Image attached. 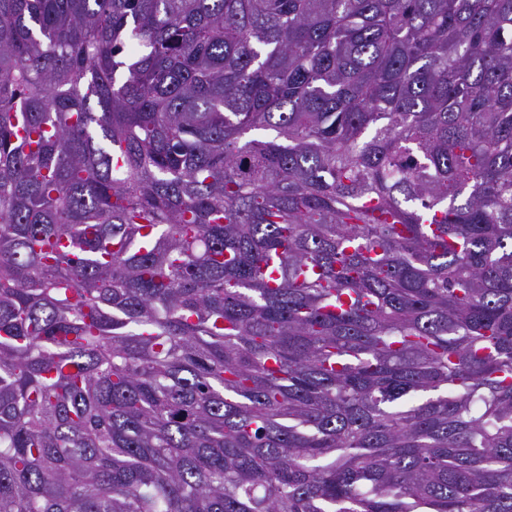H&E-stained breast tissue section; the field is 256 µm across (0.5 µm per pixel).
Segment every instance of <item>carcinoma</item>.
<instances>
[{
  "label": "carcinoma",
  "instance_id": "carcinoma-1",
  "mask_svg": "<svg viewBox=\"0 0 512 512\" xmlns=\"http://www.w3.org/2000/svg\"><path fill=\"white\" fill-rule=\"evenodd\" d=\"M0 512H512V0H0Z\"/></svg>",
  "mask_w": 512,
  "mask_h": 512
}]
</instances>
